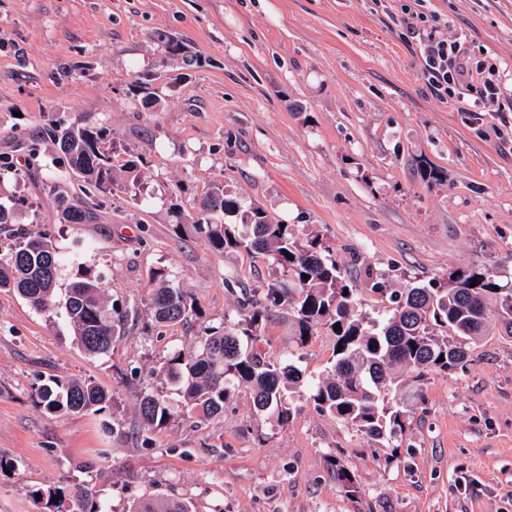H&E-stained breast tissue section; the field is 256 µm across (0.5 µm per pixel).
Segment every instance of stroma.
Returning a JSON list of instances; mask_svg holds the SVG:
<instances>
[{
    "mask_svg": "<svg viewBox=\"0 0 512 512\" xmlns=\"http://www.w3.org/2000/svg\"><path fill=\"white\" fill-rule=\"evenodd\" d=\"M404 2L0 0V203L13 210L0 257L24 229L46 233L63 257L54 307L0 289V512H40L36 491L77 484L109 512L172 497L197 512H512V336L483 337L464 369L430 373L387 446L303 395L288 424L258 417L244 387L208 419L165 391L170 421L141 427L140 394L163 391L169 353L236 321L244 293L287 279L266 257L175 233L177 220L199 217L212 185L322 236L372 318L392 308L377 281L395 291L473 263L512 277V0L423 6L441 36L465 39L472 64L498 68L502 93L485 112L430 91L405 39ZM144 72L156 77L155 112L135 88ZM71 125L104 130L115 186H87L69 170L48 132ZM429 166L439 179L423 178ZM85 200L89 215L73 223ZM156 268L201 315L153 319L144 295ZM86 269L127 310L104 357L75 344L65 311ZM334 345L325 330L298 345L284 309L257 342L292 358L304 386L328 375ZM50 376L92 381L112 403L48 411L35 389ZM333 457L357 496L337 481Z\"/></svg>",
    "mask_w": 512,
    "mask_h": 512,
    "instance_id": "stroma-1",
    "label": "stroma"
}]
</instances>
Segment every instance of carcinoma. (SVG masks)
Wrapping results in <instances>:
<instances>
[{"label":"carcinoma","instance_id":"carcinoma-1","mask_svg":"<svg viewBox=\"0 0 512 512\" xmlns=\"http://www.w3.org/2000/svg\"><path fill=\"white\" fill-rule=\"evenodd\" d=\"M72 172L99 187L112 184L111 151L104 147L100 129L67 127L52 132ZM220 211L236 216L235 223L217 224L207 215ZM194 227L206 232L213 249H242L265 254L292 278L295 287L271 283L263 301L241 302L239 319L222 326H207L194 351H174L165 363V377L174 385L190 413L214 417L224 413L232 392L241 386L252 391L256 414H273L281 424L292 416L286 394L296 391V367L272 360L255 342L271 311L286 306L293 316L297 342L305 344L324 328L336 336V360L327 378L310 387L307 396L317 409L329 412L374 440L391 439L404 430L410 410L421 401V381L434 371L461 368L472 341L493 332L500 324L512 336V283H503L495 268L473 266L448 273L445 281L406 289L396 298L393 312L382 319L355 311V288L347 279L330 246L312 232L299 237L289 224L274 223L258 206L241 209L225 188L214 186L206 195L204 217ZM10 255L0 258V288L17 291L33 307L53 305L60 256L46 234L30 232ZM156 322L175 325L200 313L194 299L175 285L169 272L149 274L144 297ZM107 308L98 278L86 270L70 284L65 310L76 344L91 356L112 350L123 309ZM340 329H334L335 324ZM444 360H439V357ZM49 410L73 415L101 412L112 396L92 381L50 377L37 389ZM139 414L147 429L166 425L170 415L164 396L146 391ZM338 481L347 493H357L355 478L339 461H332ZM59 500H53V497ZM48 512H105L92 490L60 488L40 496ZM133 512H195L193 503L173 498L156 509L142 502Z\"/></svg>","mask_w":512,"mask_h":512}]
</instances>
